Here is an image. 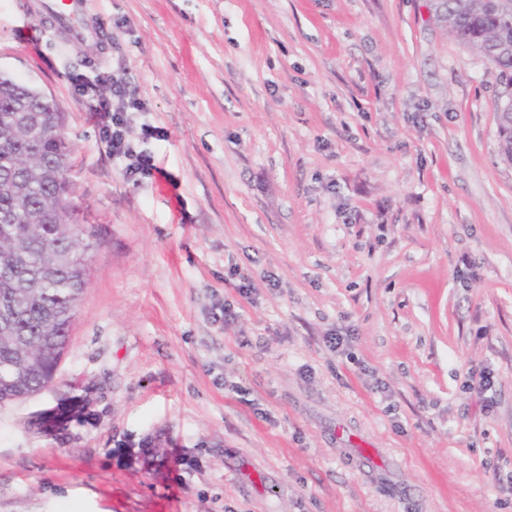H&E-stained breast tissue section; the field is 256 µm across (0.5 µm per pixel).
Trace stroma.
<instances>
[{"label":"stroma","instance_id":"1","mask_svg":"<svg viewBox=\"0 0 512 512\" xmlns=\"http://www.w3.org/2000/svg\"><path fill=\"white\" fill-rule=\"evenodd\" d=\"M43 3L0 0V71L97 234L53 383L0 405V512H512L493 65L431 0H89L78 46ZM122 71L149 178L95 121Z\"/></svg>","mask_w":512,"mask_h":512}]
</instances>
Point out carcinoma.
<instances>
[{"label": "carcinoma", "mask_w": 512, "mask_h": 512, "mask_svg": "<svg viewBox=\"0 0 512 512\" xmlns=\"http://www.w3.org/2000/svg\"><path fill=\"white\" fill-rule=\"evenodd\" d=\"M448 32L498 70L499 135L512 150V0H435ZM69 147L61 113L38 88L0 72V309L15 330L0 335V402L54 379L87 285L72 245L94 235L63 204Z\"/></svg>", "instance_id": "carcinoma-1"}]
</instances>
